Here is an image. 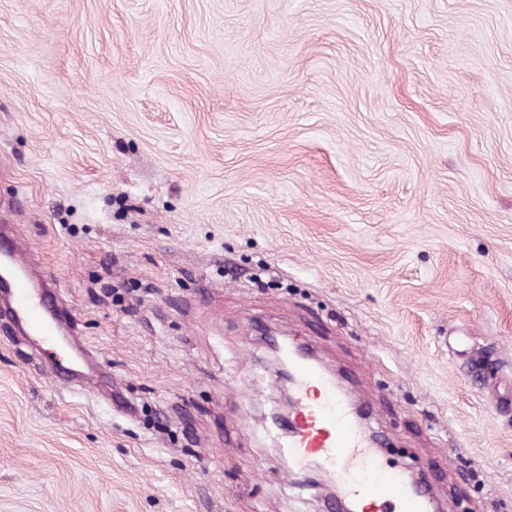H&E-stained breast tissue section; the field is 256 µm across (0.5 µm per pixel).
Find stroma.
Returning a JSON list of instances; mask_svg holds the SVG:
<instances>
[{"label": "stroma", "instance_id": "1", "mask_svg": "<svg viewBox=\"0 0 512 512\" xmlns=\"http://www.w3.org/2000/svg\"><path fill=\"white\" fill-rule=\"evenodd\" d=\"M0 241L121 397L0 317V512H321L268 327L512 512V0H0Z\"/></svg>", "mask_w": 512, "mask_h": 512}]
</instances>
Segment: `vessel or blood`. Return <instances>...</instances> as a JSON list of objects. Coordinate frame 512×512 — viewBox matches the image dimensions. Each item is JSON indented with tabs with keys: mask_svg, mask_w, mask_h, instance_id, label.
<instances>
[{
	"mask_svg": "<svg viewBox=\"0 0 512 512\" xmlns=\"http://www.w3.org/2000/svg\"><path fill=\"white\" fill-rule=\"evenodd\" d=\"M49 292V286L33 281L16 250L0 251V299L14 327L45 351L61 336L77 333L74 317L61 316ZM287 357L294 413L284 448L293 466L318 461L336 484L339 493L326 497L325 512H337L340 501L353 512H431L425 484L410 483L404 469L377 453L375 437L360 426L336 376L306 352L291 350Z\"/></svg>",
	"mask_w": 512,
	"mask_h": 512,
	"instance_id": "b4317fda",
	"label": "vessel or blood"
}]
</instances>
